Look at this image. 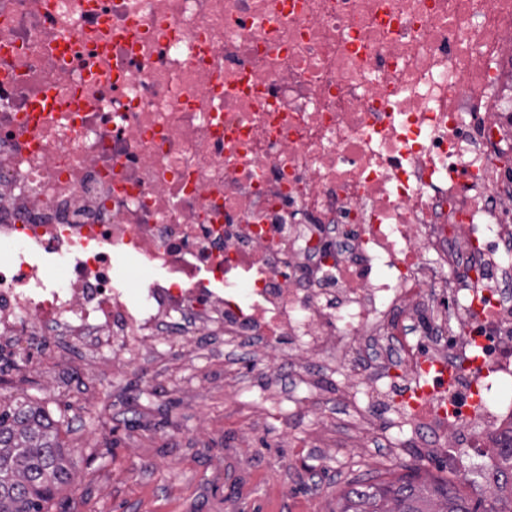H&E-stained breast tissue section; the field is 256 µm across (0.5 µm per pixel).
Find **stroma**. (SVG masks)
I'll list each match as a JSON object with an SVG mask.
<instances>
[{
  "label": "stroma",
  "instance_id": "1",
  "mask_svg": "<svg viewBox=\"0 0 512 512\" xmlns=\"http://www.w3.org/2000/svg\"><path fill=\"white\" fill-rule=\"evenodd\" d=\"M177 354V346L159 342L155 360L61 393L54 375L75 353L58 344L44 347L26 378L0 381V409L23 402L40 407L68 450L71 480L48 512H340L356 484L408 474L419 484L449 481L471 502L487 493L483 462L470 450H463L465 467L458 471L416 448L392 460L377 447L340 448L329 457L305 441L320 412L335 410V398L312 411L302 385L288 377L259 420L250 409L263 398L259 363L217 345L173 377L169 363ZM229 356L242 361L231 395L213 392L205 412H198L184 385L201 378L222 381ZM89 393L96 394V403H85ZM285 430L292 445L281 440ZM89 433L97 438L90 448L84 445ZM282 486L287 495L279 494Z\"/></svg>",
  "mask_w": 512,
  "mask_h": 512
}]
</instances>
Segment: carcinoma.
Returning <instances> with one entry per match:
<instances>
[{"instance_id":"carcinoma-1","label":"carcinoma","mask_w":512,"mask_h":512,"mask_svg":"<svg viewBox=\"0 0 512 512\" xmlns=\"http://www.w3.org/2000/svg\"><path fill=\"white\" fill-rule=\"evenodd\" d=\"M500 480L488 498L468 502L451 484H361L341 512H512V443L499 455ZM70 473L64 449L39 409L20 404L0 410V512H46Z\"/></svg>"}]
</instances>
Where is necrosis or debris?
Returning <instances> with one entry per match:
<instances>
[{
    "label": "necrosis or debris",
    "mask_w": 512,
    "mask_h": 512,
    "mask_svg": "<svg viewBox=\"0 0 512 512\" xmlns=\"http://www.w3.org/2000/svg\"><path fill=\"white\" fill-rule=\"evenodd\" d=\"M512 0H0V349L26 373L258 347L342 416L458 470L512 434ZM158 266L130 301L116 257ZM64 283L49 279L57 261ZM253 283L248 302L233 299ZM502 77L500 94L505 102V111L512 114V44L506 45L502 54Z\"/></svg>",
    "instance_id": "1"
}]
</instances>
